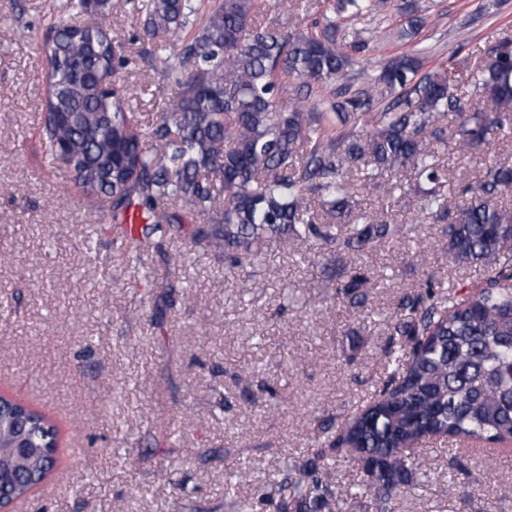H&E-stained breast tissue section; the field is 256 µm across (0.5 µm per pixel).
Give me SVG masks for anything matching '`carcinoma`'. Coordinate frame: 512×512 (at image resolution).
Instances as JSON below:
<instances>
[{"label": "carcinoma", "mask_w": 512, "mask_h": 512, "mask_svg": "<svg viewBox=\"0 0 512 512\" xmlns=\"http://www.w3.org/2000/svg\"><path fill=\"white\" fill-rule=\"evenodd\" d=\"M388 0H336V13L351 18L380 12ZM144 16L143 36L170 97L166 112L144 123L119 88L107 93L99 76L117 77L128 58L114 57L98 24L72 17L112 14L113 0H66L46 46L51 60L42 126V150L62 163L86 193L109 203L112 216L135 206L154 220L138 233L101 224L135 256L152 250L167 258V235L224 251L233 267L273 245L303 253L336 245L362 252L404 230L386 216L357 211L353 175L365 185L386 172L413 176L425 218L448 222V264L480 263L487 286L462 299L425 291L404 296L387 322L397 337L386 352L388 379L336 438L292 465L258 502L270 512H336V503L366 498L373 512H394L400 487L425 473L414 455L426 435L459 441L512 438V211L498 194L512 190V167L492 166L484 179L464 183L452 196L438 190L442 170L434 143L447 139L468 154L512 130V41H500L473 64L469 99L449 76L420 74V60L401 53L352 93L357 60L369 51L361 32L338 43V26L323 31L262 26L254 0H218L194 33L197 0H125ZM409 16L400 36L425 24L416 0H397ZM307 93L338 85L336 98L307 107L282 102L288 84ZM391 96L371 111L374 88ZM459 118L448 127V116ZM370 281L364 268L336 285L353 307L363 304ZM137 287L172 298L169 270H149ZM31 423L15 428L0 419V475L14 499L30 494L23 478L42 479L59 463L58 430L43 413L27 409ZM349 454L363 477L336 483L324 461Z\"/></svg>", "instance_id": "carcinoma-1"}]
</instances>
